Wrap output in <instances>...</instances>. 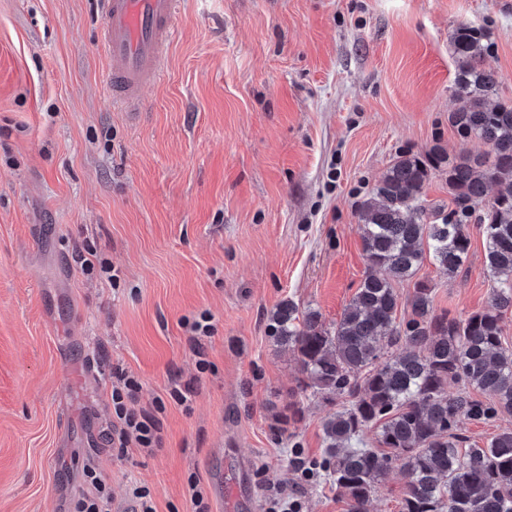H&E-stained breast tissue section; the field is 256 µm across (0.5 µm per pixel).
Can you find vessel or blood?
<instances>
[{
  "label": "vessel or blood",
  "instance_id": "b4317fda",
  "mask_svg": "<svg viewBox=\"0 0 512 512\" xmlns=\"http://www.w3.org/2000/svg\"><path fill=\"white\" fill-rule=\"evenodd\" d=\"M100 4L101 47L112 99L133 110L163 71L177 0H100Z\"/></svg>",
  "mask_w": 512,
  "mask_h": 512
}]
</instances>
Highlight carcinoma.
Segmentation results:
<instances>
[{"label": "carcinoma", "mask_w": 512, "mask_h": 512, "mask_svg": "<svg viewBox=\"0 0 512 512\" xmlns=\"http://www.w3.org/2000/svg\"><path fill=\"white\" fill-rule=\"evenodd\" d=\"M482 29L458 25L451 35L456 62L453 94L465 104L448 121L462 142L485 152L423 161L404 155L360 206L365 277L336 323L290 301L271 329L296 353L303 386L349 406L323 423L324 456L316 462L348 512H367L392 467L406 478L401 512H512V426L486 446L469 443V421L512 416V348L503 344L502 311L512 308V104L495 102L501 77L485 67ZM448 166L456 208L427 206L425 189ZM496 186L495 194L489 187ZM479 213L487 271V307L465 318L436 314L434 288L414 280L430 256L453 277L469 258V221ZM413 284L408 316L398 318V283ZM462 385L448 392L449 383ZM377 428L389 452L363 446Z\"/></svg>", "instance_id": "1"}]
</instances>
